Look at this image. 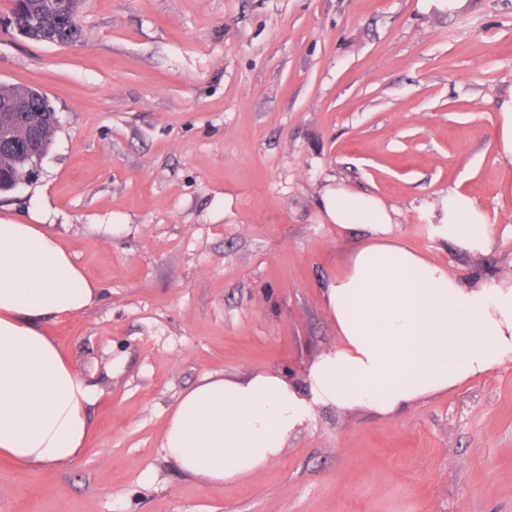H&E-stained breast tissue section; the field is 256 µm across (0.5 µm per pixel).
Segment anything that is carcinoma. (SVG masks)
Instances as JSON below:
<instances>
[{"mask_svg":"<svg viewBox=\"0 0 512 512\" xmlns=\"http://www.w3.org/2000/svg\"><path fill=\"white\" fill-rule=\"evenodd\" d=\"M81 0H21L11 10L16 24L26 29L27 38L54 44L66 45L78 27L76 17ZM14 133L11 138H0V191L12 190L14 183L28 170L24 155L28 145L29 129L39 128L41 143L52 145L56 125L46 112L37 111L31 104L23 112L14 113Z\"/></svg>","mask_w":512,"mask_h":512,"instance_id":"carcinoma-1","label":"carcinoma"}]
</instances>
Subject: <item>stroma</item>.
I'll return each mask as SVG.
<instances>
[{"label": "stroma", "instance_id": "1", "mask_svg": "<svg viewBox=\"0 0 512 512\" xmlns=\"http://www.w3.org/2000/svg\"><path fill=\"white\" fill-rule=\"evenodd\" d=\"M0 85L45 93L58 127L0 220L48 224L101 298L48 331L103 395L83 454L0 458V512H512V367L379 418L331 407L274 463L224 485L161 437L206 374L304 379L336 343L322 295L362 240L315 201L378 193L395 232L463 274L512 277V0H83V40L3 25ZM464 187L487 253L440 232ZM500 124L496 133L499 154L512 165V96L501 105Z\"/></svg>", "mask_w": 512, "mask_h": 512}]
</instances>
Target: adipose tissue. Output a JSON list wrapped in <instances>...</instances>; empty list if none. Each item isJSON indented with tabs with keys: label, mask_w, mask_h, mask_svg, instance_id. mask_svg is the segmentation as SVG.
I'll list each match as a JSON object with an SVG mask.
<instances>
[{
	"label": "adipose tissue",
	"mask_w": 512,
	"mask_h": 512,
	"mask_svg": "<svg viewBox=\"0 0 512 512\" xmlns=\"http://www.w3.org/2000/svg\"><path fill=\"white\" fill-rule=\"evenodd\" d=\"M338 232L361 230L324 291L336 344L303 383L276 371L203 376L170 413L161 440L186 475L239 481L276 461L316 408L378 417L512 365V282L461 277L399 239L374 192L325 188L318 201ZM442 233L477 253L492 221L468 194L443 202ZM101 290L47 225L0 222V455L37 468L79 456L102 390L75 372L45 329L83 313Z\"/></svg>",
	"instance_id": "ef3b65f1"
}]
</instances>
